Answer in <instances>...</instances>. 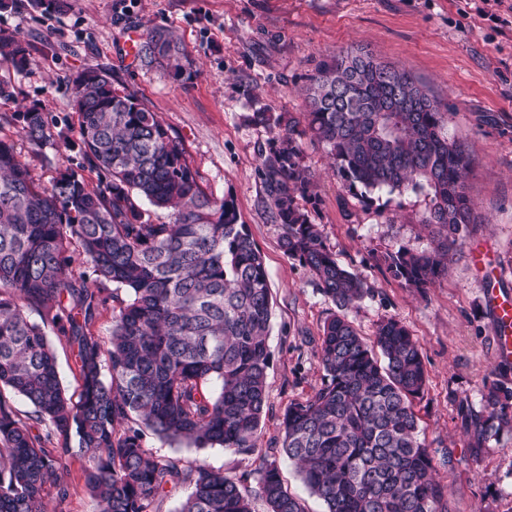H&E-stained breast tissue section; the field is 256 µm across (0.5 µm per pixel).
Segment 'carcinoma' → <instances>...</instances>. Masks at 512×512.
Listing matches in <instances>:
<instances>
[{
  "instance_id": "1",
  "label": "carcinoma",
  "mask_w": 512,
  "mask_h": 512,
  "mask_svg": "<svg viewBox=\"0 0 512 512\" xmlns=\"http://www.w3.org/2000/svg\"><path fill=\"white\" fill-rule=\"evenodd\" d=\"M36 12L64 14L71 0H30ZM29 44L0 29V63L21 71ZM181 45L151 30L138 57L176 71ZM73 106L91 189L68 168L37 185L14 145L0 139V512H45L73 452L89 454L86 487L97 512H157L167 487L187 485L178 512H254L247 483L267 512H306L280 475L285 455L324 512H449L448 491L420 438L413 402L428 373L420 344L397 320L382 321L373 344L345 311L369 294L342 266L311 220L318 199L299 141L321 143L336 177L355 196L383 189L424 191L421 219L430 244L381 256L391 278L419 293L448 269L475 223L466 176L473 159L448 137V113L407 70L361 49L323 62L306 94L305 125L253 113L275 130L259 168L281 248L307 267L336 305L324 322L321 387L283 415L282 447L229 477L203 460L156 457L144 432L170 443L252 455L267 405L272 294L263 259L234 206L199 182L183 140L112 74L84 68L73 77ZM36 146L53 139L38 104L14 115ZM159 210L170 211L162 221ZM80 260L112 292L88 286ZM111 309L109 339L91 326ZM38 315L33 322L29 313ZM75 354L78 400L62 388L46 332ZM33 407L19 413L6 392ZM512 406L501 381L468 418L476 445Z\"/></svg>"
}]
</instances>
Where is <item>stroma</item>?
<instances>
[{
    "mask_svg": "<svg viewBox=\"0 0 512 512\" xmlns=\"http://www.w3.org/2000/svg\"><path fill=\"white\" fill-rule=\"evenodd\" d=\"M0 28L30 46L26 70L0 65L10 98H0V138L12 141L32 176L48 183L82 160L75 130L72 77L83 68L111 72L115 87L133 94L185 142L201 185L232 202L261 252L273 296L261 445L280 447L282 415L291 401L322 384L321 329L335 313L305 266L280 246L259 175L270 128L253 112L300 114L303 91L319 64L362 48L379 61L410 71L448 112V134L472 159L468 193L476 222L446 276L426 293L402 287L380 262L388 250L429 243L420 220L425 193L350 194L334 175L325 148L301 144L319 199L312 220L338 261L363 279L369 294L347 316L366 340L379 323L400 321L421 345L429 380L415 405L421 436L448 488L451 512H512V416L481 447L462 412L482 411L483 396L500 374L512 378L494 350L495 326L487 284L471 257L480 244L501 269L498 286L512 294V0H72L64 14L39 15L26 0L0 11ZM168 30L185 57L180 76L142 62L127 64V30ZM42 105L71 146H36L17 133L15 113ZM155 455L205 460L225 474L253 470L252 455L195 449L145 435ZM67 499L48 495L49 512H96L85 487L87 458H67Z\"/></svg>",
    "mask_w": 512,
    "mask_h": 512,
    "instance_id": "stroma-1",
    "label": "stroma"
}]
</instances>
